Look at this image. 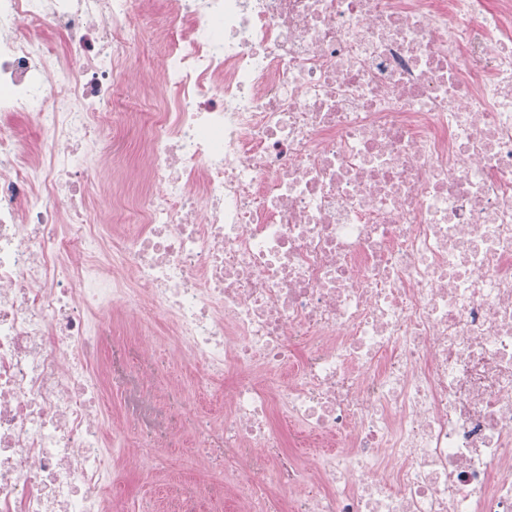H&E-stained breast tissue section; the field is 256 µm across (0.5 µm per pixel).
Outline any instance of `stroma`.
Listing matches in <instances>:
<instances>
[{
    "mask_svg": "<svg viewBox=\"0 0 512 512\" xmlns=\"http://www.w3.org/2000/svg\"><path fill=\"white\" fill-rule=\"evenodd\" d=\"M151 329L155 337L146 345L129 339L125 324L103 328L97 336L98 344L119 370L118 375L106 379L107 403L102 410L104 421H116L123 432L122 438L106 440L104 447L105 458L115 466L121 481L112 493L122 498L123 512H164L169 483L193 472L207 482L204 512H233V484L224 476L223 448L214 447L201 454L187 447L164 449L166 468L149 477L138 468L121 466L129 452L160 440V423H173L188 439L199 426L220 422L224 416L222 386L188 397L178 356L164 337L163 319H156Z\"/></svg>",
    "mask_w": 512,
    "mask_h": 512,
    "instance_id": "obj_1",
    "label": "stroma"
}]
</instances>
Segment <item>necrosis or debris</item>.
Here are the masks:
<instances>
[{
	"instance_id": "necrosis-or-debris-1",
	"label": "necrosis or debris",
	"mask_w": 512,
	"mask_h": 512,
	"mask_svg": "<svg viewBox=\"0 0 512 512\" xmlns=\"http://www.w3.org/2000/svg\"><path fill=\"white\" fill-rule=\"evenodd\" d=\"M145 2L0 0V512H110L106 307L223 383L244 506L512 512V0H166L134 112Z\"/></svg>"
}]
</instances>
